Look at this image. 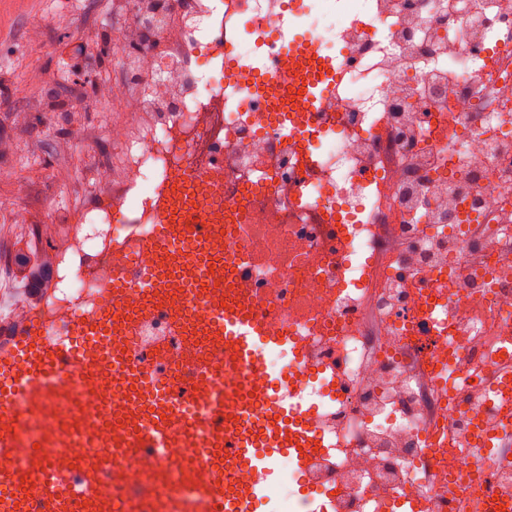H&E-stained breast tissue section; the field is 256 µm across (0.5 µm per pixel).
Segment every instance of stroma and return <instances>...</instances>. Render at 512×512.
Returning a JSON list of instances; mask_svg holds the SVG:
<instances>
[{
	"label": "stroma",
	"mask_w": 512,
	"mask_h": 512,
	"mask_svg": "<svg viewBox=\"0 0 512 512\" xmlns=\"http://www.w3.org/2000/svg\"><path fill=\"white\" fill-rule=\"evenodd\" d=\"M111 6V0H0V137L12 145L6 155L11 175L0 180V210L24 209L38 199L49 216L94 191L88 150L113 154L107 131L131 118L112 110L99 90L112 79V56L99 51ZM78 46L97 72L99 87L91 97L98 109L48 111L40 93L50 87L65 94L67 54ZM83 129L87 148L59 156L57 143Z\"/></svg>",
	"instance_id": "obj_1"
}]
</instances>
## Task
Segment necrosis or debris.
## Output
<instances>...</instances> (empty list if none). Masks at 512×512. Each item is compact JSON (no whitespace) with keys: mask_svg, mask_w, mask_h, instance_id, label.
<instances>
[{"mask_svg":"<svg viewBox=\"0 0 512 512\" xmlns=\"http://www.w3.org/2000/svg\"><path fill=\"white\" fill-rule=\"evenodd\" d=\"M337 18L323 30L339 76L314 135L290 145L257 122L247 58L269 57L289 28ZM113 107L133 121L109 131L126 154L88 164L99 188L52 223L20 219L50 247L39 268L10 266L18 289L0 325L31 318L59 335L67 315L90 312L118 268H149L139 243L159 190L189 195L174 223L223 215L224 242L244 236L245 263L224 261V286L258 297L259 316L287 327L282 351L324 438L305 473L333 512H437L438 485L489 482L512 494V466L477 455L493 425L484 375L512 355V0H133L116 26ZM222 167L224 179L204 176ZM159 316L133 324L130 361L171 380L199 352ZM134 452L101 492L114 512L148 503L146 475L163 462Z\"/></svg>","mask_w":512,"mask_h":512,"instance_id":"1","label":"necrosis or debris"}]
</instances>
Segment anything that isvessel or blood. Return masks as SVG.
I'll return each mask as SVG.
<instances>
[{"label": "vessel or blood", "instance_id": "1", "mask_svg": "<svg viewBox=\"0 0 512 512\" xmlns=\"http://www.w3.org/2000/svg\"><path fill=\"white\" fill-rule=\"evenodd\" d=\"M264 76L253 88L254 98L275 97L284 85H293L288 108L270 109L265 121L279 122L289 141L302 140L311 126V113L322 111L325 94L336 82V65L324 56L316 39L296 35L281 45L274 62L264 63ZM161 215L145 250L158 263L147 270L118 272L109 293L95 313L79 312L64 321V334L50 338L35 322L12 326L0 338V449L16 447L15 432L21 417L45 420L34 441L46 453L60 451L70 439L93 444L74 478L58 476L49 463L28 470L0 458V512H16L15 492H23L27 512H113L111 499L100 491L109 468L124 462L132 446L155 452L170 449L163 466L152 477L160 490L159 512H173L181 489L188 488L205 501L210 512H258L268 503L270 477L291 466L306 469L320 440L301 415L302 399L292 377L271 370L267 359L288 342L287 334L262 320L251 307L224 299V239L212 224H186L174 231L170 219V190L158 194ZM148 290L163 298L162 308L144 305L136 316L146 321L165 313L174 331L189 329L190 306L200 307L198 316L208 349L225 356L223 372H216L208 357L195 358L181 373L180 392L156 389L150 398V413H143L139 390L131 388L120 404L112 402V387L119 380L136 382V371L125 366V328L118 313L131 293ZM252 369L264 370L262 383L268 420L261 434L250 423L255 408L241 381ZM495 407L512 413V372L501 371L492 380ZM201 405L205 411L200 426L180 422L177 397ZM116 412L120 430L102 438V422L93 415H75L76 400ZM237 401L236 419H229L224 405ZM217 448L224 452L223 468L200 480L189 452ZM244 469L252 473L247 483L237 485L232 496L224 494L227 472Z\"/></svg>", "mask_w": 512, "mask_h": 512}]
</instances>
